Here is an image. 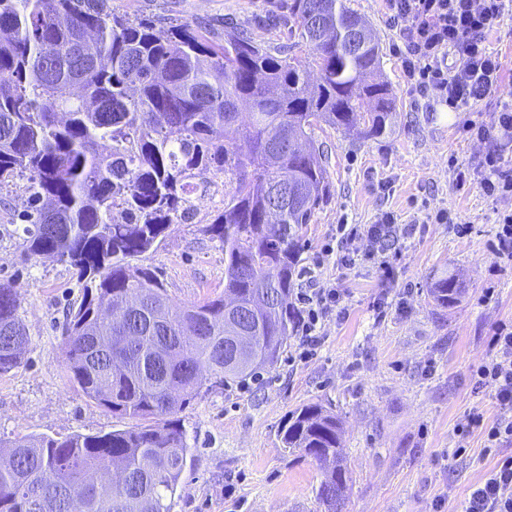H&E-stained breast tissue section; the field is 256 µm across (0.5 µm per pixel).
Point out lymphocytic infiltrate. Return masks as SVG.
<instances>
[{"label":"lymphocytic infiltrate","instance_id":"1","mask_svg":"<svg viewBox=\"0 0 512 512\" xmlns=\"http://www.w3.org/2000/svg\"><path fill=\"white\" fill-rule=\"evenodd\" d=\"M386 14L399 32L393 52L401 61L412 92L427 100L465 113L460 128L471 139H488L491 133L512 143V101L504 104L496 129L470 118L472 106L485 99L501 80L502 66L490 49L488 35L504 12H512V0H383ZM478 180L484 195H512V169L502 153L485 156L477 174L456 170L454 182L464 188ZM413 224L399 223L383 212L370 224H340V243L367 239L369 255L384 277L393 268L382 247L387 238H404ZM345 291L337 282H319L309 276L296 294L304 311L298 348L301 357L313 355L323 339L322 324L345 318ZM490 354L477 368L479 385L492 388L497 416L485 421L481 412H470L458 431L480 430L486 454L494 463L486 478L472 490L465 512H512V322L495 326Z\"/></svg>","mask_w":512,"mask_h":512}]
</instances>
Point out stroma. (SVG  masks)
<instances>
[{"label": "stroma", "mask_w": 512, "mask_h": 512, "mask_svg": "<svg viewBox=\"0 0 512 512\" xmlns=\"http://www.w3.org/2000/svg\"><path fill=\"white\" fill-rule=\"evenodd\" d=\"M271 2L109 0L113 13L153 19L160 32L187 22L221 33L231 23L277 45L287 42L288 29L272 24ZM348 4L379 36L380 76L390 85L394 111L388 133L377 138L315 129L332 191L301 232L299 267L314 269L324 282L341 279L349 315L326 322L311 360L291 362L298 341L289 339L259 378L213 387L191 402L181 418L194 462L170 512H321L318 465L288 453L278 438L289 412L311 403L343 421L350 482L342 512H462L492 466L480 432L463 437L455 428L470 411L488 421L496 414L491 389L476 386L473 371L486 357L494 326L512 321V260L494 247L497 217L512 211V197L456 189L452 171L476 167L496 143L463 138L462 113L412 94L391 51L396 30L382 0ZM488 43L500 56L502 81L473 112L490 127L512 97V16L499 19ZM382 180L387 189L379 188ZM25 185L17 179L0 188V285L17 293L30 336L21 365L0 375V443L132 427L133 419L104 411L67 379L62 321L82 285L65 264L25 259L18 219L28 207ZM224 192L223 172L209 174L192 197L189 219L170 224L158 248L138 259L174 305L224 290V249L207 231L224 209ZM441 210L467 222L469 233L424 223L425 214ZM385 211L402 223L419 222L413 235L389 247L394 280L380 277L362 241L351 244L362 253L354 267H319L337 224H369ZM454 271L464 297L452 308L435 306L432 282Z\"/></svg>", "instance_id": "1"}]
</instances>
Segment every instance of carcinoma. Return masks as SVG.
Instances as JSON below:
<instances>
[{"label":"carcinoma","instance_id":"obj_1","mask_svg":"<svg viewBox=\"0 0 512 512\" xmlns=\"http://www.w3.org/2000/svg\"><path fill=\"white\" fill-rule=\"evenodd\" d=\"M279 2L298 40L271 49L244 30L222 42L188 23L159 34L107 0H0V186L27 180V255L49 254L83 281L62 334L70 382L112 414L147 421L15 440L0 461V512H170L192 458L177 414L204 389L260 374L293 335L298 238L329 194L312 132L324 123L379 136L393 107L386 82L366 81L379 39L351 46L362 18L346 0ZM244 107L259 119L242 133ZM214 168L235 180L207 227L224 243V294L182 306L196 323L185 337L162 282L131 259L190 215ZM284 181L305 194L280 201L268 188ZM429 291L446 308L462 282L446 275ZM19 307L0 287V374L23 360L12 342L29 343ZM241 311L250 341L233 362ZM341 436L338 416L316 403L279 430L283 448L319 465L324 512H340L348 491Z\"/></svg>","mask_w":512,"mask_h":512}]
</instances>
